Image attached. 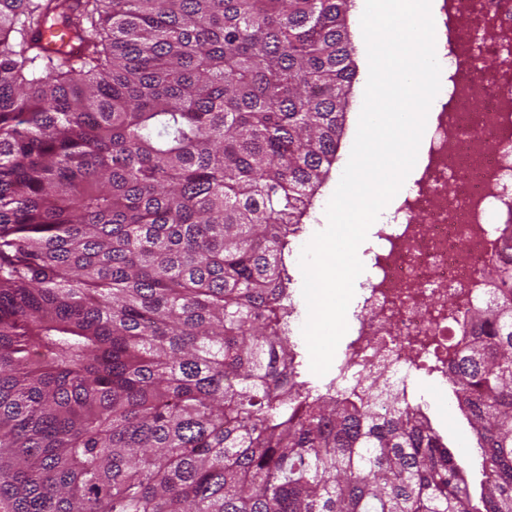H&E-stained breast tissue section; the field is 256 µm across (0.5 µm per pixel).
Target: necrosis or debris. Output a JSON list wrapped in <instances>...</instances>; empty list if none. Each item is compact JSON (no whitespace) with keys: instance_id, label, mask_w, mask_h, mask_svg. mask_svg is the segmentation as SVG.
<instances>
[{"instance_id":"obj_1","label":"necrosis or debris","mask_w":512,"mask_h":512,"mask_svg":"<svg viewBox=\"0 0 512 512\" xmlns=\"http://www.w3.org/2000/svg\"><path fill=\"white\" fill-rule=\"evenodd\" d=\"M436 97L422 176L382 225L336 388L383 405L447 382L461 318L491 302L484 274L512 218V0H437Z\"/></svg>"}]
</instances>
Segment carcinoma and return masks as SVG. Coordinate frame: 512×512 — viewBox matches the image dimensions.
Returning <instances> with one entry per match:
<instances>
[{"label": "carcinoma", "mask_w": 512, "mask_h": 512, "mask_svg": "<svg viewBox=\"0 0 512 512\" xmlns=\"http://www.w3.org/2000/svg\"><path fill=\"white\" fill-rule=\"evenodd\" d=\"M352 7L0 0L3 512H512V233L448 353L478 480L423 405L318 385L289 336Z\"/></svg>", "instance_id": "1"}]
</instances>
